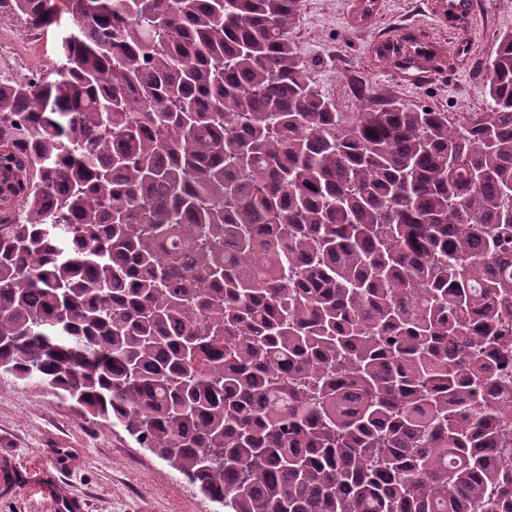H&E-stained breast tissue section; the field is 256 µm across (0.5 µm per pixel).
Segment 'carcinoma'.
<instances>
[{"instance_id": "obj_1", "label": "carcinoma", "mask_w": 512, "mask_h": 512, "mask_svg": "<svg viewBox=\"0 0 512 512\" xmlns=\"http://www.w3.org/2000/svg\"><path fill=\"white\" fill-rule=\"evenodd\" d=\"M300 3L0 0L75 27L0 81V373L224 512H512V32L484 112H338ZM74 30L68 15H62L53 25L38 31L40 37H36L32 46L35 67H41L43 75L49 80L57 78L58 69L65 58L63 54V41ZM38 38V39H37Z\"/></svg>"}]
</instances>
